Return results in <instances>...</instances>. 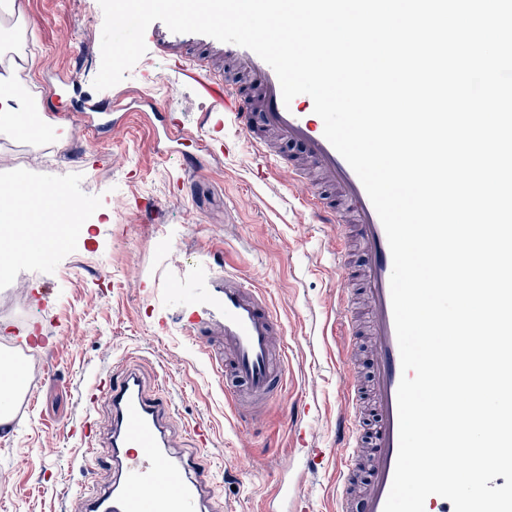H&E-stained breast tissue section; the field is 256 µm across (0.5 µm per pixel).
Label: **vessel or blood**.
I'll use <instances>...</instances> for the list:
<instances>
[{"label":"vessel or blood","instance_id":"b4317fda","mask_svg":"<svg viewBox=\"0 0 512 512\" xmlns=\"http://www.w3.org/2000/svg\"><path fill=\"white\" fill-rule=\"evenodd\" d=\"M150 40L177 67H184L188 46L201 45L247 73L256 85V96L238 101L219 97L214 109L230 118L254 148L260 174H287L305 210L320 223L344 224L337 251H344L352 239L364 254L361 267L345 268L337 289L344 331L356 336L357 321H364L372 364L368 382L354 376L344 388L333 452L340 464L336 512H384L399 448L397 391L402 366L391 300L392 256L379 216L359 177L325 138L312 99L302 94L284 103L276 73L253 51L202 34H175L159 21L150 29ZM267 132L301 146L304 165L318 172L322 187L305 183L303 165L267 152ZM326 185L333 189V197L324 195ZM220 278L218 314L193 313L189 325L200 331L216 328L224 338V362L218 373L224 378L225 401L235 406L246 397L265 401L285 381L284 358L275 352L281 333L278 315L262 290L247 285L237 273L227 270ZM83 400L86 412L69 429V437L83 441L94 435V411L102 401L111 408L112 434L107 445L83 449L76 463L81 468L104 464L112 481L103 487L82 485L81 512H212V471L174 450L176 427L162 387H148L137 368L125 364L113 373L93 374Z\"/></svg>","mask_w":512,"mask_h":512}]
</instances>
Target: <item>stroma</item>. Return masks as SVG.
<instances>
[{"label":"stroma","instance_id":"obj_1","mask_svg":"<svg viewBox=\"0 0 512 512\" xmlns=\"http://www.w3.org/2000/svg\"><path fill=\"white\" fill-rule=\"evenodd\" d=\"M103 21L98 0H24L26 43L40 60L29 88L40 100L61 88L65 109L41 116V134L0 132V188L19 178L69 188L89 230L52 262L21 261L22 291L0 278V343L19 322L40 324L49 338L21 359L33 408L0 427V500L8 512H79L78 486L108 483L109 470L78 468L80 444L66 429L84 415L89 377L126 361L146 381L166 380L180 424L210 428L209 447L183 434L176 446L215 463L218 512H284L287 495L334 512L336 461L310 467L305 449L333 447L344 406L340 357L349 338L336 323L338 228L314 223L287 178L255 182L253 149L234 127L224 129L230 154L209 150L208 99L155 49L107 89L120 100L112 133L85 126L77 112L94 91ZM159 112L180 117L182 140H166ZM94 152L111 164L93 168ZM142 196L159 203L152 221L133 208ZM226 268L266 293L287 352L285 390L247 428L213 369L222 351L217 332L187 326ZM43 285L51 295L41 304L32 291Z\"/></svg>","mask_w":512,"mask_h":512}]
</instances>
